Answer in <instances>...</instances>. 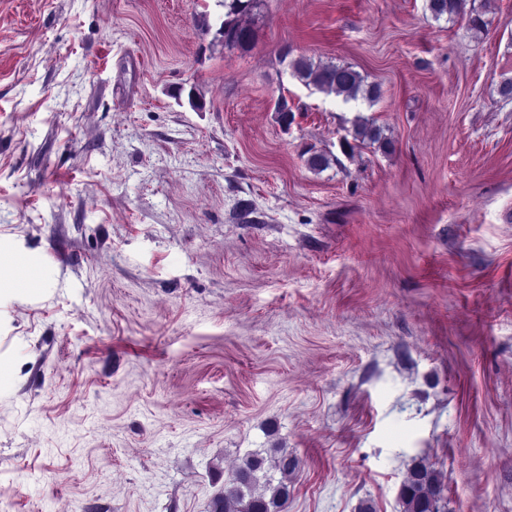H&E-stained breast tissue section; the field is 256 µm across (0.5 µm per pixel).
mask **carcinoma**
<instances>
[{
	"label": "carcinoma",
	"mask_w": 512,
	"mask_h": 512,
	"mask_svg": "<svg viewBox=\"0 0 512 512\" xmlns=\"http://www.w3.org/2000/svg\"><path fill=\"white\" fill-rule=\"evenodd\" d=\"M261 0H221L224 20L220 27V45L226 52L245 51L255 40V29L246 17L260 5ZM468 0H428V9L433 17L450 19L472 12L469 22L482 30L487 22L475 9H467ZM292 75L305 86L325 95H335L345 103L360 99L374 104L381 97V88L369 84L365 77L349 65L315 63L300 56L288 62ZM353 140L361 144L389 145L379 126L368 119H361L353 128ZM306 164L309 169L322 172L329 168L333 158L324 152L307 150ZM273 468L284 477L297 468V458L283 448H269ZM266 457L262 452L248 454L236 470L232 486L215 495L210 503V512H282L288 500V484L273 483L265 471ZM400 500L404 512H442L443 485L439 474L423 464L412 467L400 489Z\"/></svg>",
	"instance_id": "1"
}]
</instances>
